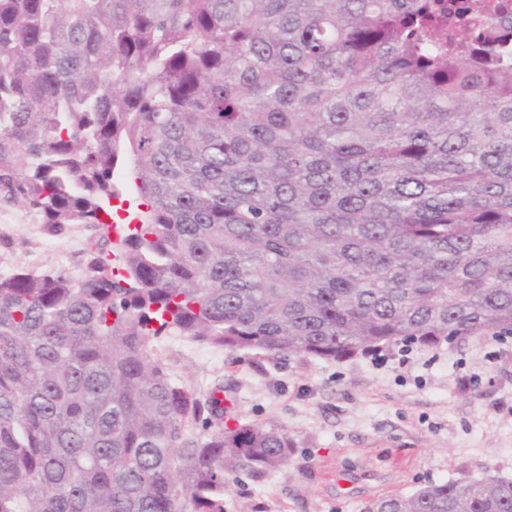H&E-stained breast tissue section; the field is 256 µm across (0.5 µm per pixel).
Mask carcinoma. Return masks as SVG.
Returning a JSON list of instances; mask_svg holds the SVG:
<instances>
[{
	"label": "carcinoma",
	"mask_w": 512,
	"mask_h": 512,
	"mask_svg": "<svg viewBox=\"0 0 512 512\" xmlns=\"http://www.w3.org/2000/svg\"><path fill=\"white\" fill-rule=\"evenodd\" d=\"M476 0H0V199L107 225L74 278L0 274V512H224L223 425L154 345L341 361L512 336V39ZM201 426L202 432L193 428ZM365 512H512V479Z\"/></svg>",
	"instance_id": "1"
}]
</instances>
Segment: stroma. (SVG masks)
Listing matches in <instances>:
<instances>
[{"label": "stroma", "instance_id": "stroma-1", "mask_svg": "<svg viewBox=\"0 0 512 512\" xmlns=\"http://www.w3.org/2000/svg\"><path fill=\"white\" fill-rule=\"evenodd\" d=\"M130 196L105 228L48 233L24 205L0 200V274L19 266L79 276L90 245L125 230ZM174 378L201 394L224 386L242 422L274 423L294 442L288 463L254 477L227 463L224 512H364L375 498L427 482L512 479V337L469 336L434 349L325 361L230 352L164 337Z\"/></svg>", "mask_w": 512, "mask_h": 512}]
</instances>
